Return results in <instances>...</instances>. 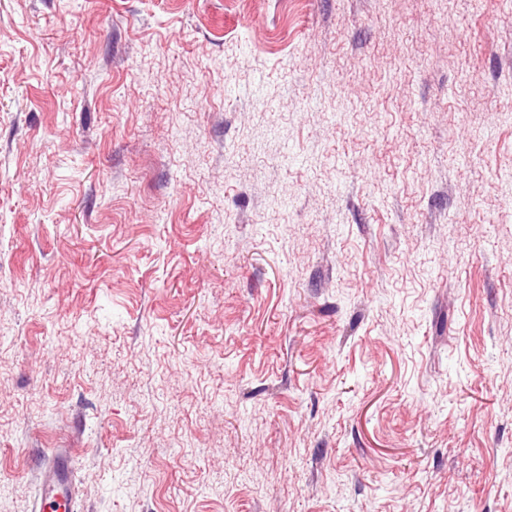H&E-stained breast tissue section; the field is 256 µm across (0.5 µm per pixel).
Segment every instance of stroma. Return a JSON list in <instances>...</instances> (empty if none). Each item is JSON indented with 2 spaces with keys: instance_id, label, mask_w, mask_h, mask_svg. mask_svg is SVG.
I'll return each mask as SVG.
<instances>
[{
  "instance_id": "35a3bbf8",
  "label": "stroma",
  "mask_w": 512,
  "mask_h": 512,
  "mask_svg": "<svg viewBox=\"0 0 512 512\" xmlns=\"http://www.w3.org/2000/svg\"><path fill=\"white\" fill-rule=\"evenodd\" d=\"M512 512V0H0V512ZM77 490L67 459L59 455L43 473L37 488L39 512H75Z\"/></svg>"
}]
</instances>
